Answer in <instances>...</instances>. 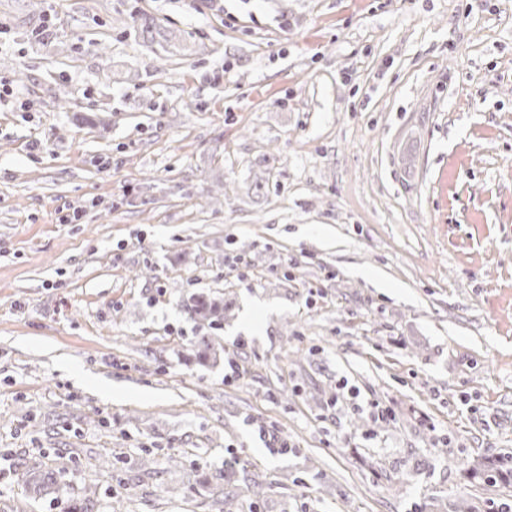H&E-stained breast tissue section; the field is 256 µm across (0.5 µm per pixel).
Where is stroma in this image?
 <instances>
[{"label":"stroma","instance_id":"stroma-1","mask_svg":"<svg viewBox=\"0 0 512 512\" xmlns=\"http://www.w3.org/2000/svg\"><path fill=\"white\" fill-rule=\"evenodd\" d=\"M505 454L512 0H0V512H494ZM184 306L210 327L224 323V298L221 296L204 292L192 294L184 301ZM193 351L202 364L216 363L220 355V347L211 336H197L193 343ZM21 476L27 496L33 500L52 499L63 488V472L46 469L36 460L25 464Z\"/></svg>","mask_w":512,"mask_h":512}]
</instances>
